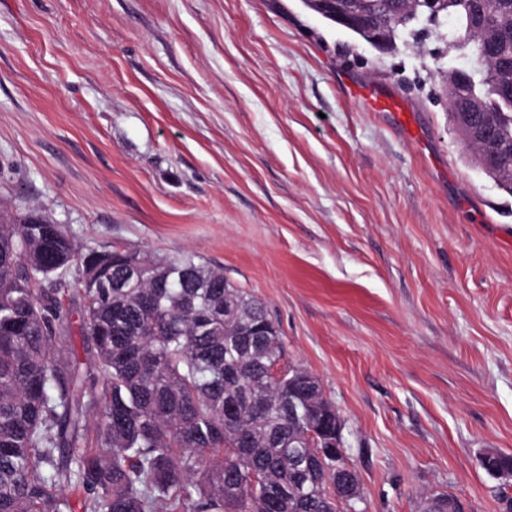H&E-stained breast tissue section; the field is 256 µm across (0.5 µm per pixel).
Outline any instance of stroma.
<instances>
[{"label": "stroma", "mask_w": 512, "mask_h": 512, "mask_svg": "<svg viewBox=\"0 0 512 512\" xmlns=\"http://www.w3.org/2000/svg\"><path fill=\"white\" fill-rule=\"evenodd\" d=\"M454 25L380 51L300 0H0V212L261 299L366 512H503L481 456L512 455V194L449 119Z\"/></svg>", "instance_id": "stroma-1"}]
</instances>
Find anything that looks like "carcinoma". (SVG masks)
<instances>
[{
  "label": "carcinoma",
  "mask_w": 512,
  "mask_h": 512,
  "mask_svg": "<svg viewBox=\"0 0 512 512\" xmlns=\"http://www.w3.org/2000/svg\"><path fill=\"white\" fill-rule=\"evenodd\" d=\"M363 30L395 43L405 11L474 57L446 74L448 113L479 99L476 165L496 166L512 190V0H339ZM30 210L0 216V512H357L336 466L344 447L316 456L309 432L330 436L336 406L311 372L270 383L285 343L266 306L222 270L184 255L77 243ZM92 256L104 282L85 281ZM138 278L125 280L128 263ZM82 299L91 362L69 350L65 297ZM238 404L236 419L224 404ZM453 497H421L448 512Z\"/></svg>",
  "instance_id": "1"
}]
</instances>
